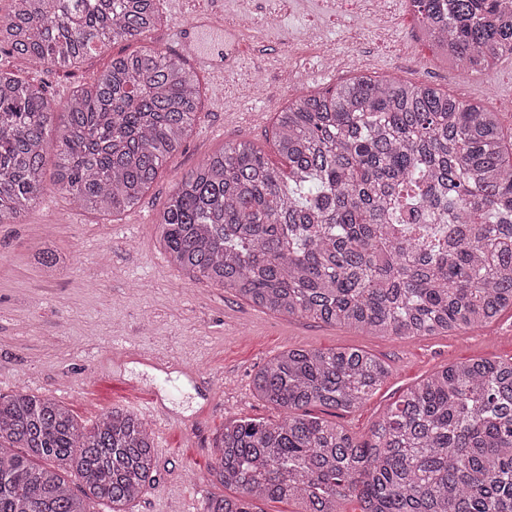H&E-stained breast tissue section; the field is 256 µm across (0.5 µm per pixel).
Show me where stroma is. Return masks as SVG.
Wrapping results in <instances>:
<instances>
[{"label": "stroma", "mask_w": 512, "mask_h": 512, "mask_svg": "<svg viewBox=\"0 0 512 512\" xmlns=\"http://www.w3.org/2000/svg\"><path fill=\"white\" fill-rule=\"evenodd\" d=\"M208 6L224 24L209 48L236 59L221 75L198 71L201 110L140 201L104 215L49 186L20 223L0 224V395L23 388L52 397L86 427L109 409L133 412L145 396L163 398L169 418L152 425L153 478L130 512H200L205 498L222 493L210 467L214 440L227 418L277 419L251 376L285 349L355 347L388 365L374 395L335 416L356 434L368 433L407 388L451 363L512 358V310L477 330L415 338L288 318L178 269L157 225L176 184L225 144L253 145L270 164L285 166L272 142L276 112L291 98L358 74L423 82L482 102L510 129L512 57L462 72L427 40L407 0H252L256 16L277 15L262 29L240 20L239 0H208ZM192 10L190 0H163L161 23L144 37L117 41L71 72L35 67L24 75L44 82L64 109L114 56L149 48L184 56L172 34ZM47 237L70 259L54 276L33 260ZM144 356L168 360V381L141 364ZM188 369L219 382L210 391L190 384Z\"/></svg>", "instance_id": "obj_1"}]
</instances>
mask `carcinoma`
I'll return each mask as SVG.
<instances>
[{"instance_id":"obj_1","label":"carcinoma","mask_w":512,"mask_h":512,"mask_svg":"<svg viewBox=\"0 0 512 512\" xmlns=\"http://www.w3.org/2000/svg\"><path fill=\"white\" fill-rule=\"evenodd\" d=\"M160 0H12L0 50L19 66L66 69L159 20ZM437 49L465 72L512 57L505 0H410ZM201 89L158 49L112 58L69 100L52 184L106 214L133 207L178 152ZM55 108L41 84L0 68V224L44 190ZM274 144H226L176 185L161 244L181 269L273 314L367 336L477 329L512 309V134L480 102L397 78L356 76L276 113ZM35 261L66 258L45 241ZM389 375L354 347L291 348L259 368L256 394L283 416L228 418L212 470L226 493L202 512H512V359L453 363L407 389L369 433L310 408L350 412ZM152 431L114 407L88 429L54 399L0 397V512H111L141 496ZM81 485L75 494L62 474Z\"/></svg>"}]
</instances>
